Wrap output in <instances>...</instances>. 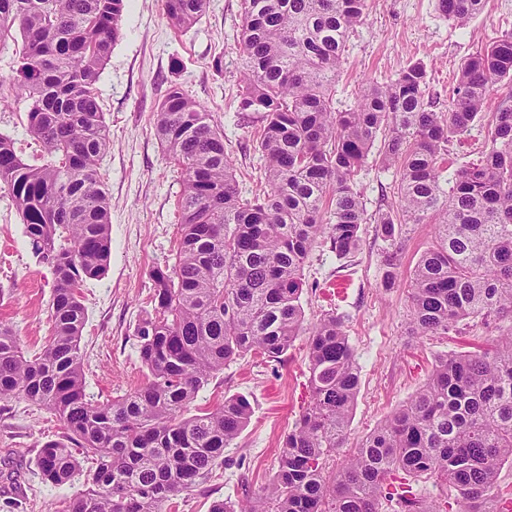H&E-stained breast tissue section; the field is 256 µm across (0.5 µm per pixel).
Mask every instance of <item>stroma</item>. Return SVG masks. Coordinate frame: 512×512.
<instances>
[{"mask_svg":"<svg viewBox=\"0 0 512 512\" xmlns=\"http://www.w3.org/2000/svg\"><path fill=\"white\" fill-rule=\"evenodd\" d=\"M241 0H208L192 28L167 22L163 0H127L121 34L97 84L110 129V148L99 171L110 200L111 256L105 275L83 288L86 322L85 392L104 402L146 381L134 330L152 312L150 272L173 265L178 247V199L182 178L154 129L159 102L171 84L181 85L224 130V143L245 190L259 189L260 160L254 130L239 122ZM512 31V0H487L466 26L436 9V0H368L365 24L351 38L347 70L337 86L338 108L353 105L362 86L383 83L409 63L422 62L430 97L447 109L460 63L502 32ZM19 44L0 50V132L10 135L25 158L36 146L26 133V104L8 79ZM223 56V72L211 66ZM368 214L395 202L396 170L368 163L362 179ZM435 228L402 225L398 274L384 280L389 246L377 225L361 227L358 250L338 260L318 247L303 270L301 296L307 330L282 361L249 356L230 363L201 389L194 408L233 395L253 407L248 426L224 450V465L203 485L180 492L167 512H208L213 501H242L267 486L281 442L309 400L308 329L328 313L346 316V332L360 367V389L348 428L347 448L381 424L425 382L438 357L491 342L495 328L474 325L463 335L417 336L409 328V281ZM53 273L33 254L7 191L0 190V322L11 325L24 350H38L49 334ZM60 421L28 401H0V512H62L84 488V477L63 486L42 483L39 449L60 440Z\"/></svg>","mask_w":512,"mask_h":512,"instance_id":"stroma-1","label":"stroma"}]
</instances>
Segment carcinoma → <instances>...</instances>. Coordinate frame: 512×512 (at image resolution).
Returning a JSON list of instances; mask_svg holds the SVG:
<instances>
[{"label": "carcinoma", "mask_w": 512, "mask_h": 512, "mask_svg": "<svg viewBox=\"0 0 512 512\" xmlns=\"http://www.w3.org/2000/svg\"><path fill=\"white\" fill-rule=\"evenodd\" d=\"M125 2L0 0V49L22 40L10 86L41 146L29 162L0 133V189L54 274L52 334L40 352H26L0 323V400L23 398L63 424L66 441L38 453L43 481L68 484L81 458L93 460L66 512H165L172 496L224 465V448L252 415L249 399L185 411L224 365L252 353L278 362L304 331L306 260L318 246L339 260L358 249L368 223L358 177L375 147L380 167L399 173L398 205L382 203L373 216L381 234L436 226L410 280L412 330L446 335L475 318L512 319V95L494 110L479 161L445 176L449 141L482 120L498 84L512 83V32L462 61L446 112L426 97L420 62L365 85L339 110L336 82L367 0H242L237 114L255 129L269 190L245 196L213 116L172 85L155 131L182 174L179 239L174 265L150 274L153 313L135 329L148 381L110 402L87 398L82 288L105 275L111 253L99 172L110 133L96 85ZM437 2L459 25L485 6ZM163 5L169 24L185 30L207 0ZM345 321L329 314L311 328L309 402L269 485L210 512H512V490L498 483L512 463V331L481 353L439 358L410 400L329 472L360 387ZM413 478L436 480L439 498L417 495Z\"/></svg>", "instance_id": "carcinoma-1"}]
</instances>
